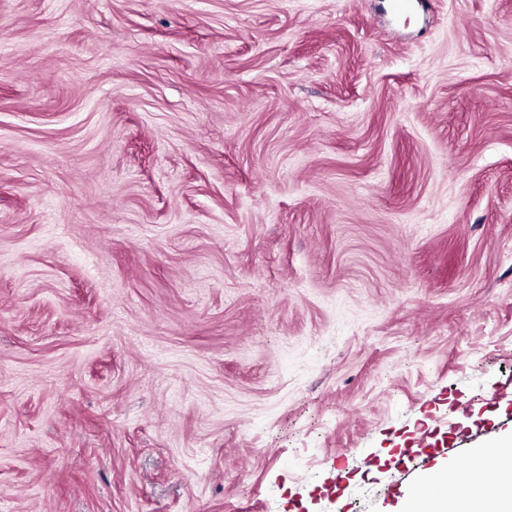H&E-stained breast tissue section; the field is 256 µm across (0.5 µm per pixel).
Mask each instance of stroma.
I'll return each mask as SVG.
<instances>
[{
    "instance_id": "stroma-1",
    "label": "stroma",
    "mask_w": 512,
    "mask_h": 512,
    "mask_svg": "<svg viewBox=\"0 0 512 512\" xmlns=\"http://www.w3.org/2000/svg\"><path fill=\"white\" fill-rule=\"evenodd\" d=\"M0 0V512H400L512 436V0Z\"/></svg>"
}]
</instances>
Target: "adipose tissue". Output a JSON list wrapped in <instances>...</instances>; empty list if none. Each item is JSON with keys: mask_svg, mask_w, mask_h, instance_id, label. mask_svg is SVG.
<instances>
[{"mask_svg": "<svg viewBox=\"0 0 512 512\" xmlns=\"http://www.w3.org/2000/svg\"><path fill=\"white\" fill-rule=\"evenodd\" d=\"M407 512H512V462L500 465L498 488L484 489L474 475L437 471L432 482L415 488Z\"/></svg>", "mask_w": 512, "mask_h": 512, "instance_id": "1", "label": "adipose tissue"}]
</instances>
